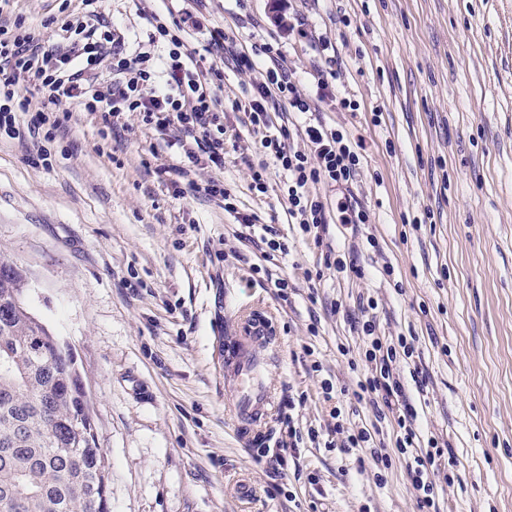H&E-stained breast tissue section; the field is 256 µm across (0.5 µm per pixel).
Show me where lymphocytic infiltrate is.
I'll use <instances>...</instances> for the list:
<instances>
[{
    "label": "lymphocytic infiltrate",
    "instance_id": "f902f5d3",
    "mask_svg": "<svg viewBox=\"0 0 512 512\" xmlns=\"http://www.w3.org/2000/svg\"><path fill=\"white\" fill-rule=\"evenodd\" d=\"M81 15L75 19L47 17L43 28L58 41L46 44L22 20L0 25V136L22 140L37 138L41 131H56L70 122L74 111L100 117L104 130H112L125 114H138L145 129L168 136L178 163L159 165L156 174L172 187L189 184L198 167L214 170L203 186L208 199L236 214L239 224L253 230L259 217L237 210L235 197L217 178L224 168V120L228 113H243L248 132L257 135L264 159L249 164L250 191L266 194L268 169L275 166L288 174V214L303 235L323 245L330 221L358 229L369 223L368 210L351 193L361 169L359 144L341 131L316 118L317 101L331 99L337 111H353L354 100L339 96L334 80L336 59L330 42L315 43L320 59L314 82L301 88L284 63L276 41L251 46L238 44L233 32L220 26L201 28L192 14L153 15L152 45L164 43L165 54L150 49L128 55L124 36L111 23L101 20V0H81ZM203 31L199 47H189L190 29ZM158 65H151V58ZM241 74L260 72L244 98L223 100L224 67ZM280 112L304 115L301 124L277 123ZM303 149H296L295 139ZM336 187V216L328 218L326 204L315 193L316 185ZM365 319L359 330L367 343L364 358L368 371L353 393L376 413L391 412L397 428L396 448L406 460L407 475L415 491L418 512H439L436 484L431 471L446 454L436 440H422L418 413L406 397L400 379L402 359L413 358L416 349L405 337L385 342L369 320L368 305H361Z\"/></svg>",
    "mask_w": 512,
    "mask_h": 512
}]
</instances>
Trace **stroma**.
<instances>
[{
  "label": "stroma",
  "mask_w": 512,
  "mask_h": 512,
  "mask_svg": "<svg viewBox=\"0 0 512 512\" xmlns=\"http://www.w3.org/2000/svg\"><path fill=\"white\" fill-rule=\"evenodd\" d=\"M169 0H104L128 54ZM204 26L251 44L277 38L302 83L314 53L275 21L298 13L331 41L355 112L317 106L362 144L352 186L367 207L362 279L318 269L320 248L288 221L284 175L248 188L261 153L226 122V188L290 242L266 259L234 215L155 174L165 140L128 114L109 137L74 112L34 166L30 141L0 139V259L26 271L31 312L70 348L108 467L109 512H416L393 416L353 397L366 370L354 321L377 304V332L413 339L424 390L406 382L423 438L449 445L441 512H512V0H189ZM295 292L277 298L265 273ZM264 314L278 338L276 402L294 398L296 455L282 474L256 464L281 425L251 438L226 406L224 346L237 316ZM332 384L324 399L323 384ZM368 429L336 448V424ZM391 458L378 469L371 450ZM460 474L449 482V471Z\"/></svg>",
  "instance_id": "stroma-1"
}]
</instances>
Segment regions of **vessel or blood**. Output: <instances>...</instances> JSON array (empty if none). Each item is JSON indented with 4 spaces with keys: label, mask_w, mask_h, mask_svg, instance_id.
Listing matches in <instances>:
<instances>
[{
    "label": "vessel or blood",
    "mask_w": 512,
    "mask_h": 512,
    "mask_svg": "<svg viewBox=\"0 0 512 512\" xmlns=\"http://www.w3.org/2000/svg\"><path fill=\"white\" fill-rule=\"evenodd\" d=\"M271 332L257 314L246 317L224 356V379L232 392V408L238 424L254 429L265 424L273 407V391L267 381L270 361L255 353L260 344H271Z\"/></svg>",
    "instance_id": "1"
}]
</instances>
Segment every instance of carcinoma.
<instances>
[{"label":"carcinoma","mask_w":512,"mask_h":512,"mask_svg":"<svg viewBox=\"0 0 512 512\" xmlns=\"http://www.w3.org/2000/svg\"><path fill=\"white\" fill-rule=\"evenodd\" d=\"M0 260V512H108L106 465L73 357Z\"/></svg>","instance_id":"carcinoma-1"}]
</instances>
